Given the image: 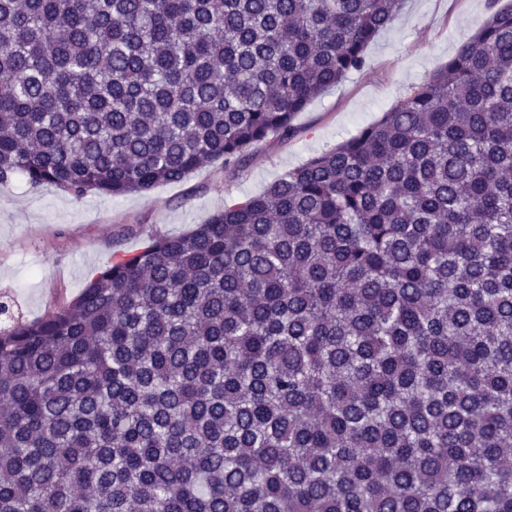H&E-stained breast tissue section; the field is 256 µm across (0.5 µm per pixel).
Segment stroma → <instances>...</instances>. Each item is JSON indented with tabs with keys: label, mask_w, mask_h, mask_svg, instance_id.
<instances>
[{
	"label": "stroma",
	"mask_w": 512,
	"mask_h": 512,
	"mask_svg": "<svg viewBox=\"0 0 512 512\" xmlns=\"http://www.w3.org/2000/svg\"><path fill=\"white\" fill-rule=\"evenodd\" d=\"M495 0H404L368 48L369 66L314 99L295 117L298 135L269 136L235 172L218 164L179 183L123 196L77 199L18 175L0 185V297L14 315H43L76 296L113 255L149 235L192 231L225 205L262 194L286 171L376 122L474 35Z\"/></svg>",
	"instance_id": "stroma-1"
}]
</instances>
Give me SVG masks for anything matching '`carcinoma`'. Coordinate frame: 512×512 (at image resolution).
Listing matches in <instances>:
<instances>
[{
    "instance_id": "cac0c4a2",
    "label": "carcinoma",
    "mask_w": 512,
    "mask_h": 512,
    "mask_svg": "<svg viewBox=\"0 0 512 512\" xmlns=\"http://www.w3.org/2000/svg\"><path fill=\"white\" fill-rule=\"evenodd\" d=\"M402 0H0V184L235 170ZM0 512H512V4L374 124L0 326Z\"/></svg>"
}]
</instances>
